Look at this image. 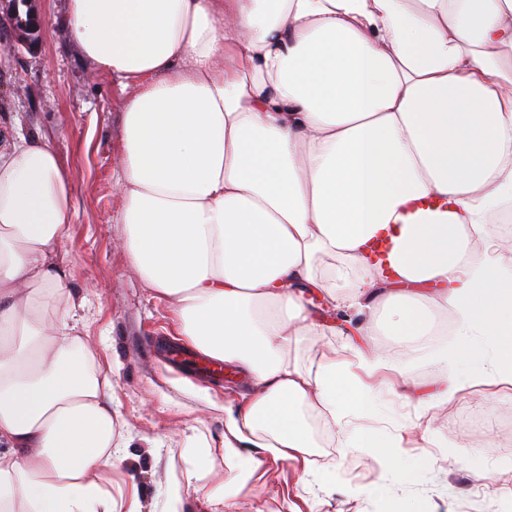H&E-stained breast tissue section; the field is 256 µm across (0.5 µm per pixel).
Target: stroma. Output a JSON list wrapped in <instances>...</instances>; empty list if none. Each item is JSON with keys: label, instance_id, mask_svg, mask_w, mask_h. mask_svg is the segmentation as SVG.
Here are the masks:
<instances>
[{"label": "stroma", "instance_id": "obj_1", "mask_svg": "<svg viewBox=\"0 0 512 512\" xmlns=\"http://www.w3.org/2000/svg\"><path fill=\"white\" fill-rule=\"evenodd\" d=\"M42 21L35 49L0 45V131L47 137L76 188L68 284L86 301L91 343L116 364L112 405L124 422V445L112 457L119 512H170V490L182 487L183 512H215L231 473L203 440L224 434V409L237 404L239 381L206 377L188 364H166L164 343L176 340L174 313L134 271L117 221L122 114L111 77L92 75L67 33L53 25L67 0H29ZM354 381L368 387V424L403 435V458L420 468L404 480L363 448H341L311 411L314 473L302 463L264 458L236 512H512V438L497 424L512 413V384L490 382L479 396L461 393L416 416L417 387L439 378L417 361L414 388L393 369L369 374L346 359ZM433 446H424V438Z\"/></svg>", "mask_w": 512, "mask_h": 512}]
</instances>
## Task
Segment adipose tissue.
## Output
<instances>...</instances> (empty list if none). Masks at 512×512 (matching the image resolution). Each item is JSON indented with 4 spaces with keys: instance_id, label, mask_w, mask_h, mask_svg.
Returning a JSON list of instances; mask_svg holds the SVG:
<instances>
[{
    "instance_id": "1",
    "label": "adipose tissue",
    "mask_w": 512,
    "mask_h": 512,
    "mask_svg": "<svg viewBox=\"0 0 512 512\" xmlns=\"http://www.w3.org/2000/svg\"><path fill=\"white\" fill-rule=\"evenodd\" d=\"M69 34L122 95L118 221L187 344L246 384L218 449L235 512L261 466H311L301 408L368 410L335 352L414 341L441 373L420 408L512 384V0H69ZM74 189L38 136L0 146V512H116L113 364L67 283ZM414 471L387 427L344 437Z\"/></svg>"
}]
</instances>
